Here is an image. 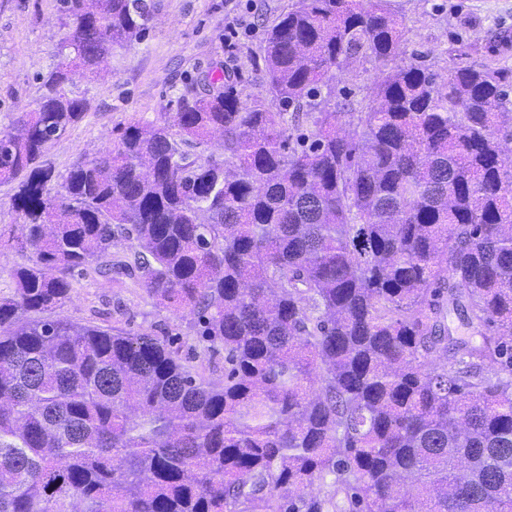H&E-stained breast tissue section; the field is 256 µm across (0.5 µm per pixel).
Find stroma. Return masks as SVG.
<instances>
[{"mask_svg": "<svg viewBox=\"0 0 512 512\" xmlns=\"http://www.w3.org/2000/svg\"><path fill=\"white\" fill-rule=\"evenodd\" d=\"M291 0H158L144 40L115 49L107 76L77 78L87 99L83 119L47 150L43 162L66 176L78 154L95 156L115 146L122 129L138 119L174 112V99L188 79L202 77L212 62L237 79L244 93L261 91L265 29ZM57 0H0V133L42 94V78L58 62L64 33ZM403 18L405 37L394 63L421 55L440 73L495 62L512 71V0H391ZM383 63L356 58L338 83L348 103L367 95ZM15 186L0 183V297L12 295L14 270L28 263L12 232L19 224L12 205ZM90 261L72 283L61 316L154 336L177 337L180 356L200 351L191 317L156 304L124 274H103Z\"/></svg>", "mask_w": 512, "mask_h": 512, "instance_id": "1", "label": "stroma"}]
</instances>
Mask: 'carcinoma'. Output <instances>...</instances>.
Segmentation results:
<instances>
[{
  "instance_id": "cac0c4a2",
  "label": "carcinoma",
  "mask_w": 512,
  "mask_h": 512,
  "mask_svg": "<svg viewBox=\"0 0 512 512\" xmlns=\"http://www.w3.org/2000/svg\"><path fill=\"white\" fill-rule=\"evenodd\" d=\"M157 6L57 0L60 63L0 134L32 254L0 298V512H512L509 73L384 70L350 136L333 82L395 58L402 17L294 0L262 91L207 75L49 188L42 158L87 109L72 75ZM122 240L149 297L224 349V381L163 337L56 315Z\"/></svg>"
}]
</instances>
